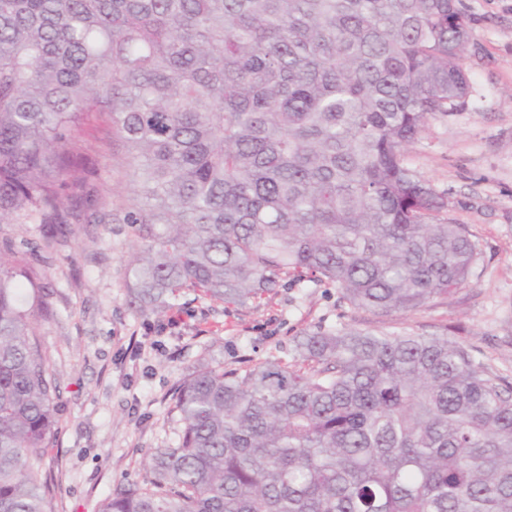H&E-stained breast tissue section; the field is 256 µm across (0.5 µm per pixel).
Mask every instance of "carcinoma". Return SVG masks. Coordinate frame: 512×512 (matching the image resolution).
Returning a JSON list of instances; mask_svg holds the SVG:
<instances>
[{"label": "carcinoma", "mask_w": 512, "mask_h": 512, "mask_svg": "<svg viewBox=\"0 0 512 512\" xmlns=\"http://www.w3.org/2000/svg\"><path fill=\"white\" fill-rule=\"evenodd\" d=\"M470 39L458 0H0V224L63 231L95 115L134 183L140 309L283 281L417 311L482 257L405 155L465 106ZM40 279L1 237L0 512H52ZM174 411L176 446L99 512H512V383L446 333L319 325L286 362L201 365Z\"/></svg>", "instance_id": "cac0c4a2"}]
</instances>
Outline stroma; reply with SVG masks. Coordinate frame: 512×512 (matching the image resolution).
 <instances>
[{
    "mask_svg": "<svg viewBox=\"0 0 512 512\" xmlns=\"http://www.w3.org/2000/svg\"><path fill=\"white\" fill-rule=\"evenodd\" d=\"M472 30L462 63L465 107L437 116L408 147L416 170L468 225L482 259L469 286L429 307L379 317L338 303L335 289L278 287L259 306L214 302L186 289L155 312L129 304L127 265L139 239L123 221L132 204L125 151L105 146V127L85 122L84 192L112 219L72 217L49 243L36 224H0L34 249L48 311L41 339L60 387L51 444L39 462L54 512H98L116 488L145 483L154 449L173 447L177 385L202 362L287 359L294 336L318 325L406 328L421 335L459 327L460 341L512 381V0H460Z\"/></svg>",
    "mask_w": 512,
    "mask_h": 512,
    "instance_id": "stroma-1",
    "label": "stroma"
}]
</instances>
